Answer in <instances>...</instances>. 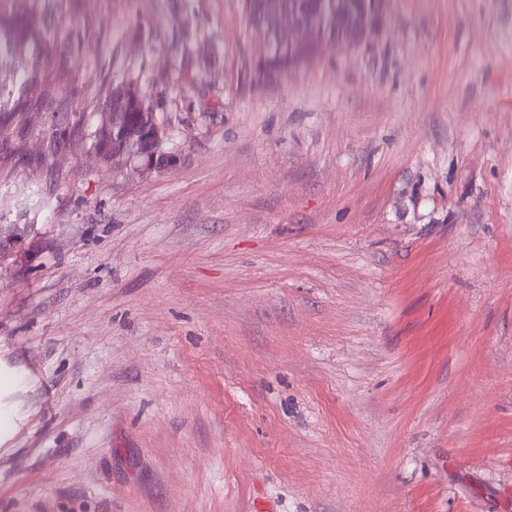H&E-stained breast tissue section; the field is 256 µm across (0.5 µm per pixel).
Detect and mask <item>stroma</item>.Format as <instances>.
<instances>
[{"mask_svg":"<svg viewBox=\"0 0 512 512\" xmlns=\"http://www.w3.org/2000/svg\"><path fill=\"white\" fill-rule=\"evenodd\" d=\"M54 24L0 140V512H512V0L270 79L243 0ZM124 82L146 174L91 147ZM123 109L153 112L154 106L134 86L127 84L116 86L104 112H101V121L96 129L100 140L111 139L115 134L116 128H119L117 116ZM154 114L153 112L150 128L132 125L120 129L122 145L118 149H113L112 145L118 146V142L110 143L112 158L103 149L94 148L95 153L104 162L112 163V166L122 165L140 174L166 166L173 160L172 155L164 150L168 131L156 120Z\"/></svg>","mask_w":512,"mask_h":512,"instance_id":"35a3bbf8","label":"stroma"}]
</instances>
